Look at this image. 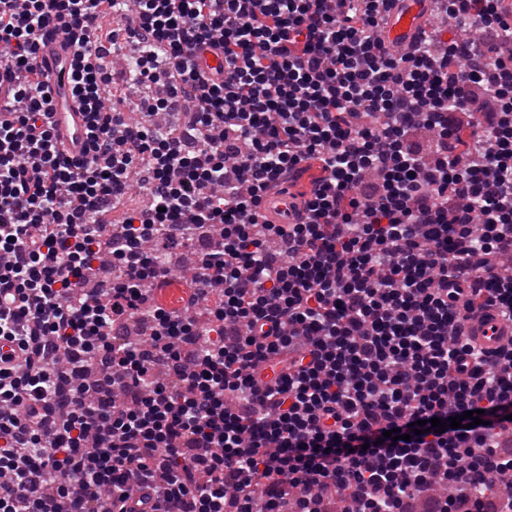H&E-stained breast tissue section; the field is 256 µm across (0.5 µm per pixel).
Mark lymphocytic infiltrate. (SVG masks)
Returning a JSON list of instances; mask_svg holds the SVG:
<instances>
[{
    "label": "lymphocytic infiltrate",
    "instance_id": "1",
    "mask_svg": "<svg viewBox=\"0 0 512 512\" xmlns=\"http://www.w3.org/2000/svg\"><path fill=\"white\" fill-rule=\"evenodd\" d=\"M387 2L0 0V512H512V339L464 333L512 321V0H434L446 26L400 49ZM106 15L137 121L108 101ZM51 28L88 117L73 158ZM142 167L150 204L105 223ZM201 237L162 308L156 254ZM59 35L45 34L40 42L39 61L52 98L50 121L61 148L79 155L85 141L86 118L72 98L66 83V73L72 64V54ZM291 199L288 197V191L270 196L263 205V214L275 224H284L288 221V207ZM184 280L178 277H174L171 275L166 276L164 281L157 282L155 287H166L167 294L165 296H160L157 291L158 300L165 305H168L170 308H179L182 309L187 301V298L184 300H180L183 296L180 288L183 287ZM469 334L474 345L492 351L512 337V323L489 311L471 322Z\"/></svg>",
    "mask_w": 512,
    "mask_h": 512
}]
</instances>
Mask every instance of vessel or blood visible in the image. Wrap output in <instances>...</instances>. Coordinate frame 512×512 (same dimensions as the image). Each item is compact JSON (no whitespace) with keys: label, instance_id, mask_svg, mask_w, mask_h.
<instances>
[{"label":"vessel or blood","instance_id":"b4317fda","mask_svg":"<svg viewBox=\"0 0 512 512\" xmlns=\"http://www.w3.org/2000/svg\"><path fill=\"white\" fill-rule=\"evenodd\" d=\"M425 0H392L387 11V22L380 37L384 43L401 47L416 34L422 20ZM39 61L52 98L51 121L63 150L80 154L84 141L86 118L73 99L66 83V73L72 64V55L65 41L57 35H44L39 48ZM290 199L287 194L268 197L263 212L277 224L288 221ZM474 345L491 351L512 338V322L502 319L496 312L475 318L469 329Z\"/></svg>","mask_w":512,"mask_h":512}]
</instances>
